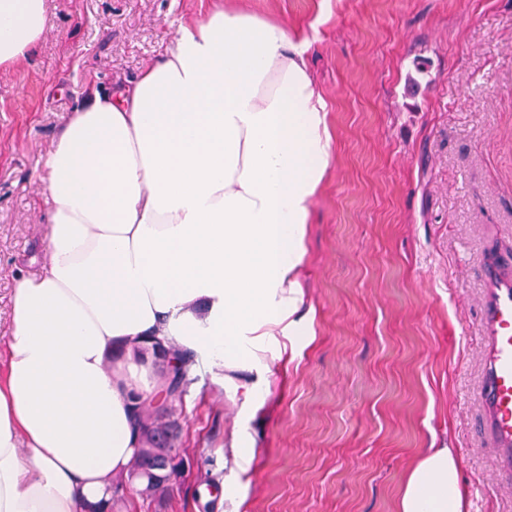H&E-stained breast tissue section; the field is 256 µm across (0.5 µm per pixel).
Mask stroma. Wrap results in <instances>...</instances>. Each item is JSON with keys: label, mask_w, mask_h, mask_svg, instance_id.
Masks as SVG:
<instances>
[{"label": "stroma", "mask_w": 512, "mask_h": 512, "mask_svg": "<svg viewBox=\"0 0 512 512\" xmlns=\"http://www.w3.org/2000/svg\"><path fill=\"white\" fill-rule=\"evenodd\" d=\"M215 8L307 39L329 104V169L305 227L301 332L224 384L199 362L175 414L182 472L112 512H398L430 448L453 449L464 512H512L477 430L480 266L512 254V0H46L32 54L0 73V345L18 268L46 253L54 136ZM255 450L238 469L233 441Z\"/></svg>", "instance_id": "35a3bbf8"}]
</instances>
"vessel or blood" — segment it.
Instances as JSON below:
<instances>
[{
  "label": "vessel or blood",
  "mask_w": 512,
  "mask_h": 512,
  "mask_svg": "<svg viewBox=\"0 0 512 512\" xmlns=\"http://www.w3.org/2000/svg\"><path fill=\"white\" fill-rule=\"evenodd\" d=\"M478 332L484 358L479 398L481 432L494 453L502 485L512 486V256L484 264Z\"/></svg>",
  "instance_id": "vessel-or-blood-1"
}]
</instances>
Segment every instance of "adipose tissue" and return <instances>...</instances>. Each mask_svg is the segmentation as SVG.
<instances>
[{"instance_id": "adipose-tissue-1", "label": "adipose tissue", "mask_w": 512, "mask_h": 512, "mask_svg": "<svg viewBox=\"0 0 512 512\" xmlns=\"http://www.w3.org/2000/svg\"><path fill=\"white\" fill-rule=\"evenodd\" d=\"M44 33L45 0H0V71ZM308 49L277 20L217 10L56 133L38 174L47 258L18 281L0 355V512L111 500L140 446L138 350L269 373L331 155ZM461 507L455 457L428 449L398 512Z\"/></svg>"}]
</instances>
